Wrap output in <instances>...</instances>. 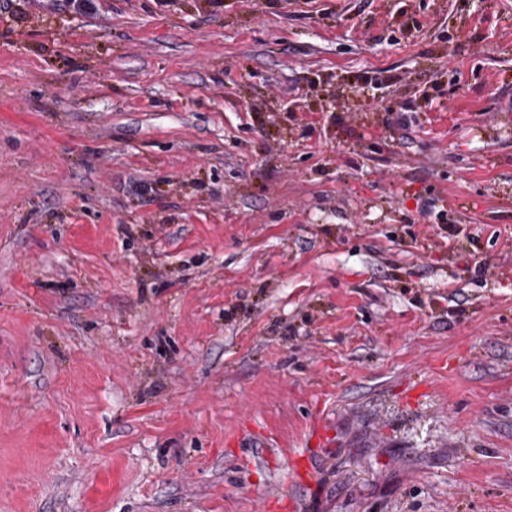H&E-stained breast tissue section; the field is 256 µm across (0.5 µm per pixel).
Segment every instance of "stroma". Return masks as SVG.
<instances>
[{"mask_svg":"<svg viewBox=\"0 0 512 512\" xmlns=\"http://www.w3.org/2000/svg\"><path fill=\"white\" fill-rule=\"evenodd\" d=\"M15 4L0 512H512V0Z\"/></svg>","mask_w":512,"mask_h":512,"instance_id":"1","label":"stroma"}]
</instances>
